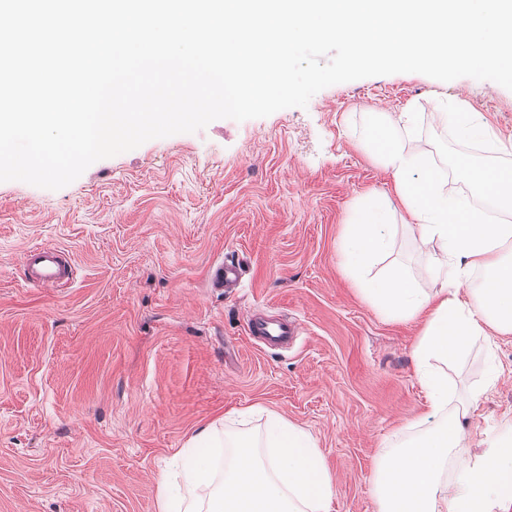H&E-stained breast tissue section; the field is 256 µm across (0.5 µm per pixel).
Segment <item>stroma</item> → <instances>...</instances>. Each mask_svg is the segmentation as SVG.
<instances>
[{"instance_id":"obj_1","label":"stroma","mask_w":512,"mask_h":512,"mask_svg":"<svg viewBox=\"0 0 512 512\" xmlns=\"http://www.w3.org/2000/svg\"><path fill=\"white\" fill-rule=\"evenodd\" d=\"M475 112L499 147L434 142L436 99ZM421 114L416 147L512 163V91L420 73L329 86L307 107L212 121L149 140L48 190L0 182V512H159L158 483L196 428L258 404L309 431L335 478L332 512H375L377 448L423 410L417 322L384 319L341 263L355 200L392 189L360 144L368 113ZM49 244L76 272L31 284ZM243 269L233 293L213 265ZM258 310L297 320L287 348L247 335ZM467 430L484 448L512 424V335Z\"/></svg>"}]
</instances>
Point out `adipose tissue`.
<instances>
[{
    "mask_svg": "<svg viewBox=\"0 0 512 512\" xmlns=\"http://www.w3.org/2000/svg\"><path fill=\"white\" fill-rule=\"evenodd\" d=\"M440 131L462 142L490 139L471 112L437 110ZM415 112L372 113L360 141L393 178L392 194L358 199L343 228L342 264L360 294L386 319L423 318L411 357L426 396L414 431L379 449L372 483L376 512H512V431L474 450L468 419L485 387H457L448 365L472 341L512 334V167L459 162L457 177L481 205L450 193L448 175L432 155L408 147L418 129ZM474 195V196H475ZM428 250L425 267L438 289L414 287L400 266L384 279L369 278L372 264L391 249L398 212ZM484 270L488 287L470 275ZM180 486H159V512H331L334 479L316 439L269 411L258 434L221 419L201 427L175 454Z\"/></svg>",
    "mask_w": 512,
    "mask_h": 512,
    "instance_id": "obj_1",
    "label": "adipose tissue"
}]
</instances>
